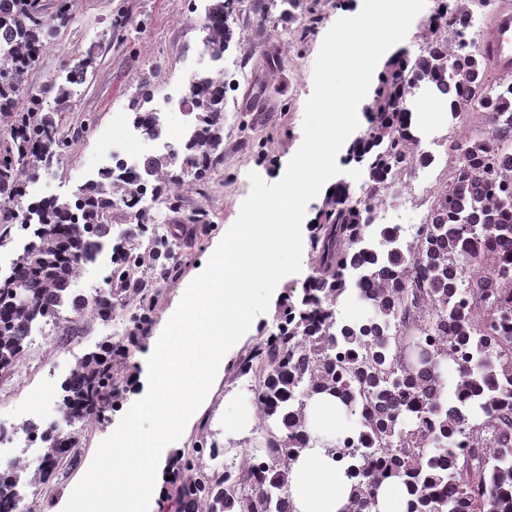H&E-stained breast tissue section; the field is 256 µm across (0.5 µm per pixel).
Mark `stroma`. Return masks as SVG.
I'll return each instance as SVG.
<instances>
[{
	"label": "stroma",
	"instance_id": "stroma-1",
	"mask_svg": "<svg viewBox=\"0 0 512 512\" xmlns=\"http://www.w3.org/2000/svg\"><path fill=\"white\" fill-rule=\"evenodd\" d=\"M358 7V0H306L305 10L289 18L282 14V0H275L269 19L260 22L247 4L239 5L234 27L242 48L234 81L224 92V156L208 188L199 187L193 175L181 174L175 188L181 208L163 211L168 227L184 231L191 226L195 235L183 238V249L175 255L179 265L175 278H165L159 268L145 276L154 294L150 322L136 325L131 305L108 322L86 316L87 326L79 335H52L28 342L18 370L0 379V418L16 423L38 418L77 440L73 462L62 464L49 484L28 487L25 505L32 512H62L100 442L146 393V360L180 302L181 289L203 271L209 255L236 221L250 191L249 172H256L268 183L282 178L302 142L304 106L312 92L313 66L323 38L337 19L354 15ZM120 11L126 16L125 25L111 27L112 18ZM202 49L201 29L193 21L187 0H77L71 22L43 49L37 65L26 75V85L42 88L60 73L65 62H77L86 52H93V66L78 86L64 119L74 128L90 112L96 125L93 131L74 136L69 152L40 171L39 183L58 197H73L101 164L104 148L112 139V123L119 113L129 111L142 81H149L155 98L172 94L184 86L188 66ZM446 179V172L439 167L429 181L407 186L399 204L392 208L394 223H415L418 201L431 196ZM200 208L208 212L209 223L191 225L190 216ZM313 272L314 257L307 249L301 272L289 276L281 289L274 291L268 311L256 318L255 333L247 335L227 357L224 379L210 408L176 441V450L200 440L213 442L219 449L217 466L234 468L243 466L247 455L263 454L267 423L253 400L248 380L237 377L235 365L258 340L275 333L280 306L299 295ZM133 331L139 336L137 346L129 358L117 359L115 365L125 383L124 395L104 418L82 427L66 422L56 398L35 389L46 369L62 363L65 352L84 354L104 342L123 343Z\"/></svg>",
	"mask_w": 512,
	"mask_h": 512
}]
</instances>
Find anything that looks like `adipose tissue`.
Wrapping results in <instances>:
<instances>
[{
    "label": "adipose tissue",
    "mask_w": 512,
    "mask_h": 512,
    "mask_svg": "<svg viewBox=\"0 0 512 512\" xmlns=\"http://www.w3.org/2000/svg\"><path fill=\"white\" fill-rule=\"evenodd\" d=\"M344 409L336 398L318 395L305 411L314 442L302 449L290 465L289 494L294 512H347L352 481L330 452Z\"/></svg>",
    "instance_id": "obj_1"
}]
</instances>
